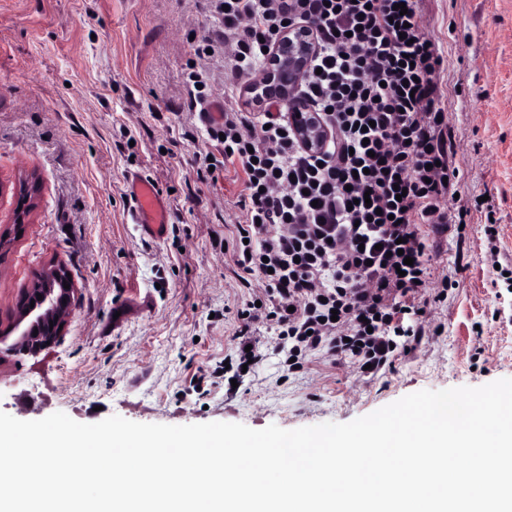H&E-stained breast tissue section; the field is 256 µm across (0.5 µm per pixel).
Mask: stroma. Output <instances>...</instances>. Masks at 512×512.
I'll return each instance as SVG.
<instances>
[{"mask_svg": "<svg viewBox=\"0 0 512 512\" xmlns=\"http://www.w3.org/2000/svg\"><path fill=\"white\" fill-rule=\"evenodd\" d=\"M429 33L460 86L448 108L467 149L462 197L488 194L502 262L512 263V0H426ZM216 21L203 0H0V227L13 186L38 182L21 236L0 251V324L54 259L78 289L62 340L37 356L0 351V411L80 423H347L419 390L512 378V289L497 283L485 215L448 241L437 268L457 284L409 354L370 378L307 355L271 354L229 383L236 309L248 298L220 250L240 213L234 173L205 178L218 150L189 112L194 48ZM151 181L168 213L144 236L127 183Z\"/></svg>", "mask_w": 512, "mask_h": 512, "instance_id": "35a3bbf8", "label": "stroma"}]
</instances>
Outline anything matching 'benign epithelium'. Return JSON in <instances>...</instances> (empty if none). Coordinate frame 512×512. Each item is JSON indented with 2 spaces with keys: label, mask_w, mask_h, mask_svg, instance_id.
<instances>
[{
  "label": "benign epithelium",
  "mask_w": 512,
  "mask_h": 512,
  "mask_svg": "<svg viewBox=\"0 0 512 512\" xmlns=\"http://www.w3.org/2000/svg\"><path fill=\"white\" fill-rule=\"evenodd\" d=\"M315 41L308 28L291 25L281 33L268 60L264 81L245 90L248 105L258 107L267 97L275 95L282 100L298 91L309 61L314 53ZM290 123L300 144L311 153H320L331 138L330 129L322 118L307 109L290 113ZM17 203L13 224L26 223L34 208L37 183L27 178L14 187ZM68 270L60 262L46 266L39 278L24 289L14 316L6 328L0 330V344L16 335L9 344L15 354L36 356L49 345L56 344L64 335L63 326L73 309L77 288L67 276ZM69 288H64V284Z\"/></svg>",
  "instance_id": "benign-epithelium-1"
}]
</instances>
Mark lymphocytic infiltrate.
Here are the masks:
<instances>
[{
  "instance_id": "1",
  "label": "lymphocytic infiltrate",
  "mask_w": 512,
  "mask_h": 512,
  "mask_svg": "<svg viewBox=\"0 0 512 512\" xmlns=\"http://www.w3.org/2000/svg\"><path fill=\"white\" fill-rule=\"evenodd\" d=\"M207 2L218 23L197 54L223 55L232 96L262 80L284 24L315 38L294 99L205 118L228 149L224 168L241 174L242 220L225 242L251 291L236 311L239 361H262L263 323L286 358L320 351L380 370L422 336L429 303L448 297L421 296L437 237L463 236L472 221L471 206L452 204L461 136L447 119V60L426 32L425 0ZM300 106L330 127L324 153L299 143L288 116Z\"/></svg>"
}]
</instances>
